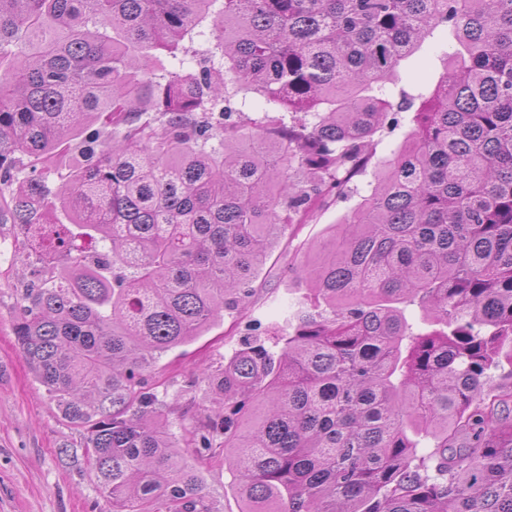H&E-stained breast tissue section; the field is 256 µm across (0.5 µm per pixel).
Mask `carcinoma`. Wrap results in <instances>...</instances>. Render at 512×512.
<instances>
[{
	"mask_svg": "<svg viewBox=\"0 0 512 512\" xmlns=\"http://www.w3.org/2000/svg\"><path fill=\"white\" fill-rule=\"evenodd\" d=\"M207 18L213 46L168 70L156 52ZM437 28L447 69L376 162L414 106L397 68ZM242 91L283 113L243 121ZM369 171L281 353L256 339L211 377L186 465L157 360L248 309L272 240ZM0 224L59 254L14 334L112 512H216L213 466L242 512H512V0H0ZM405 301L440 329L413 333ZM207 479L205 491L215 503L217 512H239L241 502L234 484L232 473L222 469L209 470L204 473Z\"/></svg>",
	"mask_w": 512,
	"mask_h": 512,
	"instance_id": "cac0c4a2",
	"label": "carcinoma"
}]
</instances>
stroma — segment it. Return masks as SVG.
I'll return each mask as SVG.
<instances>
[{
    "label": "stroma",
    "mask_w": 512,
    "mask_h": 512,
    "mask_svg": "<svg viewBox=\"0 0 512 512\" xmlns=\"http://www.w3.org/2000/svg\"><path fill=\"white\" fill-rule=\"evenodd\" d=\"M451 48L447 32L434 30L401 62L397 90L419 101L432 95ZM368 182V177L359 178L356 191L321 208L313 221L286 228L272 246L247 312L225 315L193 343L159 360L155 379L163 384L164 399L172 408L168 420L173 436L182 434V412L211 408L206 374L215 373L245 338H270L272 327L284 326L299 301L306 299V283L296 273L304 253L324 242L331 226L367 195ZM18 240L17 226L0 224V512H112L83 461L61 458L62 447L81 448L83 433L60 422L14 335L19 292L32 279L16 259Z\"/></svg>",
    "instance_id": "stroma-1"
}]
</instances>
